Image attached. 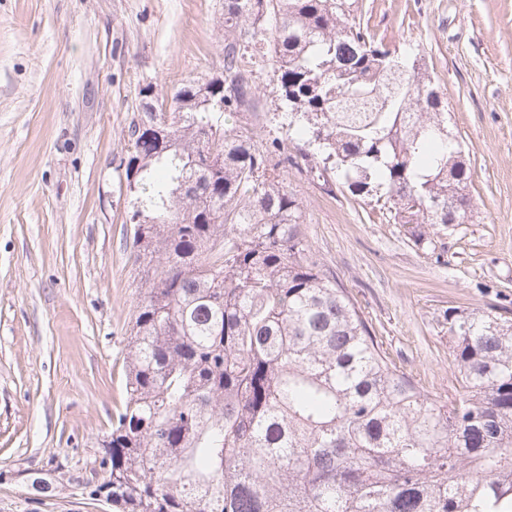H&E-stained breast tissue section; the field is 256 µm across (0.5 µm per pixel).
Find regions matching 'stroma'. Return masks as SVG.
I'll use <instances>...</instances> for the list:
<instances>
[{
	"mask_svg": "<svg viewBox=\"0 0 512 512\" xmlns=\"http://www.w3.org/2000/svg\"><path fill=\"white\" fill-rule=\"evenodd\" d=\"M389 48L425 61L470 168L471 218L402 224L383 204L288 188L306 239L400 370L453 394L447 311L512 319V0H350ZM224 0H0V512H112L87 497L124 394L143 294L126 232L129 128L140 90L170 101L224 67ZM225 124L282 137L270 64ZM45 477L49 492L31 486Z\"/></svg>",
	"mask_w": 512,
	"mask_h": 512,
	"instance_id": "35a3bbf8",
	"label": "stroma"
}]
</instances>
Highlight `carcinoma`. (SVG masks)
I'll list each match as a JSON object with an SVG mask.
<instances>
[{
	"instance_id": "obj_1",
	"label": "carcinoma",
	"mask_w": 512,
	"mask_h": 512,
	"mask_svg": "<svg viewBox=\"0 0 512 512\" xmlns=\"http://www.w3.org/2000/svg\"><path fill=\"white\" fill-rule=\"evenodd\" d=\"M224 87L188 80L159 145L125 163L146 277L124 405L101 442L118 512H512V321L448 313L461 376L431 398L399 370L306 240L295 164L224 126L252 106L245 54L272 61L309 171L385 199L402 224H463L469 168L448 103L356 24L347 0H224Z\"/></svg>"
}]
</instances>
